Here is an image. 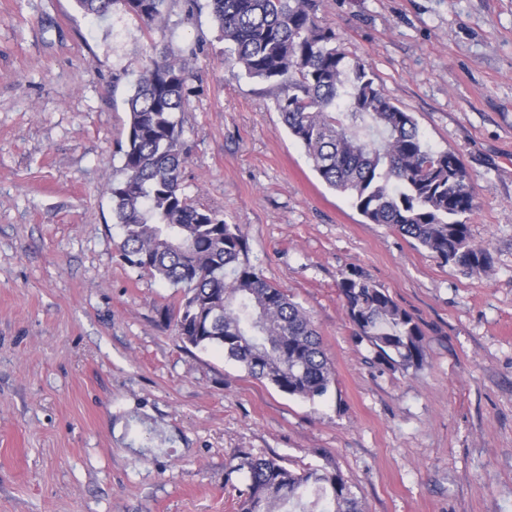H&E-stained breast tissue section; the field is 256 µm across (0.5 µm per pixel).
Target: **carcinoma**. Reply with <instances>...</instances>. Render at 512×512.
Returning a JSON list of instances; mask_svg holds the SVG:
<instances>
[{
  "mask_svg": "<svg viewBox=\"0 0 512 512\" xmlns=\"http://www.w3.org/2000/svg\"><path fill=\"white\" fill-rule=\"evenodd\" d=\"M103 18L120 5L147 28L162 26L171 0H75ZM323 0H208L224 41V62L270 84L289 133L321 179L349 197L368 224H384L441 262L469 274L491 269L471 242L466 215L477 208L459 158L423 141L412 113L374 84L367 64L341 49L319 22ZM191 46L149 58L125 100L122 177L105 183L122 232L120 257L154 280L185 288L175 330L184 344L218 348L248 374L290 396L313 399L334 381L310 316L259 274L245 235L216 212L194 205L181 186L187 151L178 113L190 88ZM357 335L384 361L422 364L423 332L386 290L357 274L339 283ZM248 484L240 512H362L339 471L297 473L276 457L241 456Z\"/></svg>",
  "mask_w": 512,
  "mask_h": 512,
  "instance_id": "carcinoma-1",
  "label": "carcinoma"
}]
</instances>
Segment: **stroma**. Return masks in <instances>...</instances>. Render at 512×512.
I'll use <instances>...</instances> for the list:
<instances>
[{"label":"stroma","instance_id":"1","mask_svg":"<svg viewBox=\"0 0 512 512\" xmlns=\"http://www.w3.org/2000/svg\"><path fill=\"white\" fill-rule=\"evenodd\" d=\"M320 16L424 142L471 176L470 275L314 171L268 84L233 75L208 8L146 31L115 7L0 0V512H238L243 453L337 470L362 512H512V0H324ZM200 42L182 188L239 225L252 265L309 313L335 382L312 400L184 346L183 289L120 258L104 183L152 48ZM385 288L424 334L378 360L342 277Z\"/></svg>","mask_w":512,"mask_h":512}]
</instances>
